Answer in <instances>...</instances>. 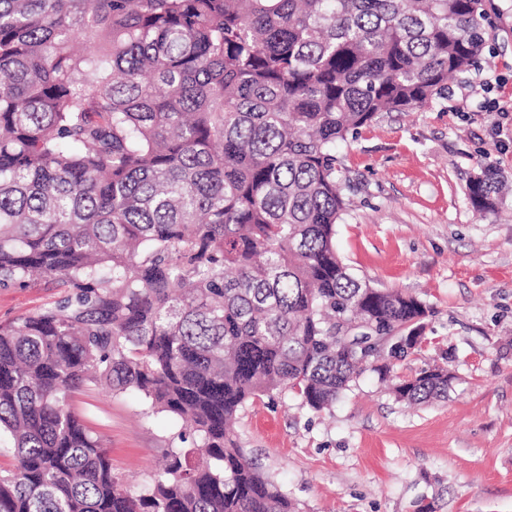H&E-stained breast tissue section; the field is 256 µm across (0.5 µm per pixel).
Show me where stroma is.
Instances as JSON below:
<instances>
[{
	"mask_svg": "<svg viewBox=\"0 0 512 512\" xmlns=\"http://www.w3.org/2000/svg\"><path fill=\"white\" fill-rule=\"evenodd\" d=\"M491 4L495 30L476 72L336 147L348 204L337 250L356 275L417 294L434 313L389 375L367 369L330 410L288 390L241 411L242 448L299 512H512V199L481 216L466 194L480 168L512 172V0ZM55 298L0 289V322ZM434 363L453 376L447 400L395 399L392 377ZM74 407L104 435L125 487L162 468L176 419L99 388Z\"/></svg>",
	"mask_w": 512,
	"mask_h": 512,
	"instance_id": "stroma-1",
	"label": "stroma"
}]
</instances>
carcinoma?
Masks as SVG:
<instances>
[{
    "mask_svg": "<svg viewBox=\"0 0 512 512\" xmlns=\"http://www.w3.org/2000/svg\"><path fill=\"white\" fill-rule=\"evenodd\" d=\"M485 2L0 0V288L58 291L0 324V512H298L232 425L288 389L327 409L415 347L384 337L430 305L336 250V146L478 69ZM506 190L467 184L481 215ZM99 385L181 420L134 493L71 408Z\"/></svg>",
    "mask_w": 512,
    "mask_h": 512,
    "instance_id": "carcinoma-1",
    "label": "carcinoma"
}]
</instances>
